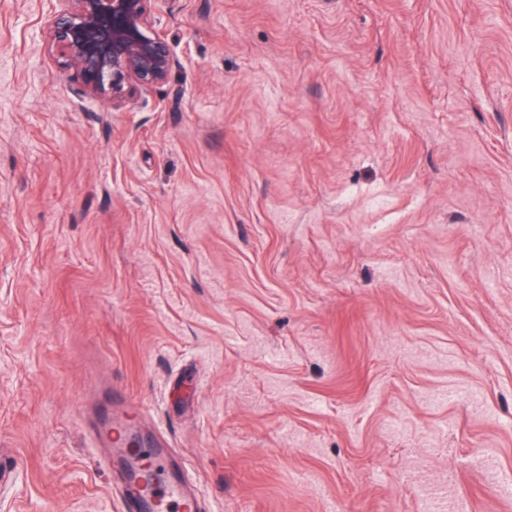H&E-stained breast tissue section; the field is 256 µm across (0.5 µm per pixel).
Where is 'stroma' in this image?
Returning <instances> with one entry per match:
<instances>
[{
    "mask_svg": "<svg viewBox=\"0 0 512 512\" xmlns=\"http://www.w3.org/2000/svg\"><path fill=\"white\" fill-rule=\"evenodd\" d=\"M0 0V512H512V0H152L115 110ZM141 449L140 464L148 469V482L132 471L123 486L120 504L122 512H163L172 504L185 512H200L198 498L185 490L181 478L170 467L168 443L152 442Z\"/></svg>",
    "mask_w": 512,
    "mask_h": 512,
    "instance_id": "obj_1",
    "label": "stroma"
}]
</instances>
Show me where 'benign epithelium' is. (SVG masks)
<instances>
[{
  "mask_svg": "<svg viewBox=\"0 0 512 512\" xmlns=\"http://www.w3.org/2000/svg\"><path fill=\"white\" fill-rule=\"evenodd\" d=\"M45 32L49 53L79 99L119 109L142 88L164 83L175 64L150 0H56Z\"/></svg>",
  "mask_w": 512,
  "mask_h": 512,
  "instance_id": "1",
  "label": "benign epithelium"
}]
</instances>
